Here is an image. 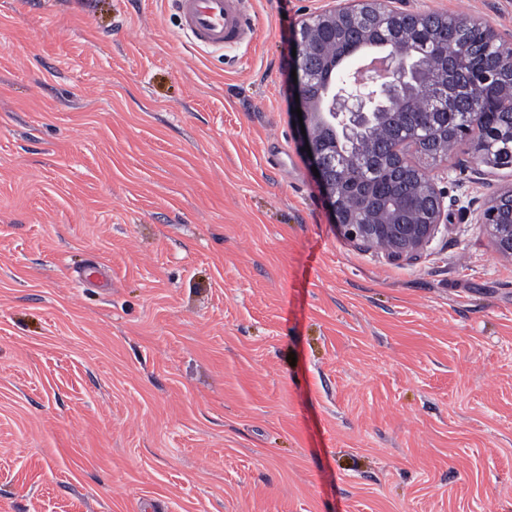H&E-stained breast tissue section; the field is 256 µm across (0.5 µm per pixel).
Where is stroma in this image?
<instances>
[{
    "instance_id": "stroma-1",
    "label": "stroma",
    "mask_w": 512,
    "mask_h": 512,
    "mask_svg": "<svg viewBox=\"0 0 512 512\" xmlns=\"http://www.w3.org/2000/svg\"><path fill=\"white\" fill-rule=\"evenodd\" d=\"M331 2L249 0L224 52L170 0H0V512H512V255L472 216L512 167L409 152L456 200L421 259L346 238L291 77Z\"/></svg>"
}]
</instances>
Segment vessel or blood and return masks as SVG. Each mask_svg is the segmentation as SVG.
I'll use <instances>...</instances> for the list:
<instances>
[{
  "instance_id": "obj_1",
  "label": "vessel or blood",
  "mask_w": 512,
  "mask_h": 512,
  "mask_svg": "<svg viewBox=\"0 0 512 512\" xmlns=\"http://www.w3.org/2000/svg\"><path fill=\"white\" fill-rule=\"evenodd\" d=\"M182 31L196 44L224 49L250 43L246 0H174Z\"/></svg>"
}]
</instances>
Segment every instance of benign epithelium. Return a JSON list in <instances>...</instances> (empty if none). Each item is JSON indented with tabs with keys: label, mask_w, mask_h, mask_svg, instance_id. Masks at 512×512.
Instances as JSON below:
<instances>
[{
	"label": "benign epithelium",
	"mask_w": 512,
	"mask_h": 512,
	"mask_svg": "<svg viewBox=\"0 0 512 512\" xmlns=\"http://www.w3.org/2000/svg\"><path fill=\"white\" fill-rule=\"evenodd\" d=\"M423 15L398 8H390L386 0H336V4L312 20L304 23L296 37L297 60L296 91L306 140L311 150V162L320 175L327 191L328 203L335 212L337 222L344 235L360 242L367 249L383 248L391 261L414 262L418 260L433 238L437 228L448 222V192L438 188L426 179L414 184L412 194L420 202L417 220L406 223L398 218V212L391 209H372L364 195H350L344 185L347 172H355L356 187L369 182L373 175L369 156L374 153L403 155L411 147L407 141L390 139L387 126L378 120V109L391 96L397 83L409 79L407 65L401 58L407 56L399 39L402 31L418 24ZM330 31L340 37V45L348 48L360 43L375 33H384L396 42L389 54V67L393 76L375 87H363L355 77H345L330 96H311L306 89H321V74L327 68L324 58L315 56V46L321 35ZM479 36L487 47L491 60L512 55V41L503 39L495 30L477 20H466L455 30V52L448 53L447 44L440 38L412 49L414 61L434 69L429 97L421 104L424 111L440 118L448 117V104L461 91L456 76L462 75L467 88L488 90L492 76L485 71L474 74L465 70L468 63V47L473 36ZM363 126L372 127V135L364 147L354 154L340 151L330 141L326 132L331 129L347 134ZM512 199V190L505 191L488 201L476 211L474 221L484 224L493 246L503 254L512 255V224L499 223L503 199Z\"/></svg>",
	"instance_id": "benign-epithelium-1"
}]
</instances>
